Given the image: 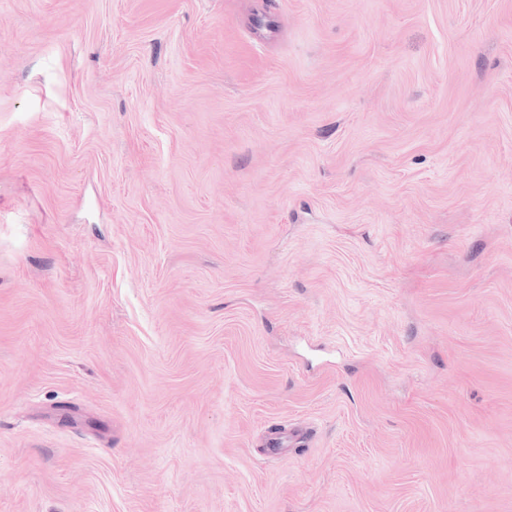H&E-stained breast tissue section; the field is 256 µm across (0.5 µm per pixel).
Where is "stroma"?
Masks as SVG:
<instances>
[{
  "label": "stroma",
  "instance_id": "35a3bbf8",
  "mask_svg": "<svg viewBox=\"0 0 512 512\" xmlns=\"http://www.w3.org/2000/svg\"><path fill=\"white\" fill-rule=\"evenodd\" d=\"M0 512H512V0H0Z\"/></svg>",
  "mask_w": 512,
  "mask_h": 512
}]
</instances>
